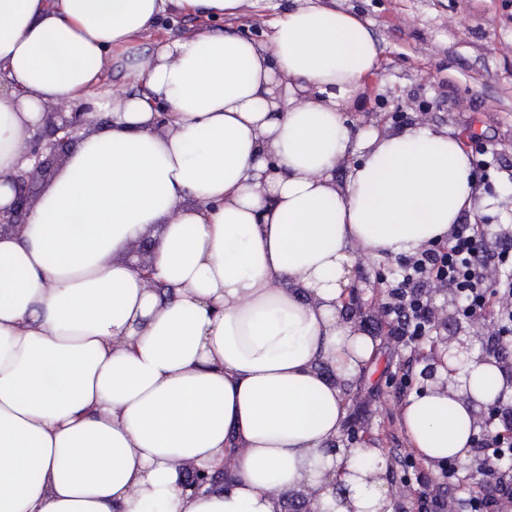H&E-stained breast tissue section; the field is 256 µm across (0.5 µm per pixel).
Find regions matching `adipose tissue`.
Instances as JSON below:
<instances>
[{
    "label": "adipose tissue",
    "instance_id": "1",
    "mask_svg": "<svg viewBox=\"0 0 512 512\" xmlns=\"http://www.w3.org/2000/svg\"><path fill=\"white\" fill-rule=\"evenodd\" d=\"M240 2L0 0V208L45 105L93 101L108 53L168 6ZM272 28L158 43L150 98L114 95L0 233V512H288L312 491L311 512H393L380 451L334 446L373 352L342 293L357 252L415 253L475 212L472 162L426 128L351 140L341 107L379 63L361 19L300 6ZM148 236L153 288L127 258ZM457 379L405 405L440 463L469 460L471 404L505 387L475 353Z\"/></svg>",
    "mask_w": 512,
    "mask_h": 512
}]
</instances>
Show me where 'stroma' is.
Listing matches in <instances>:
<instances>
[{
  "label": "stroma",
  "instance_id": "stroma-1",
  "mask_svg": "<svg viewBox=\"0 0 512 512\" xmlns=\"http://www.w3.org/2000/svg\"><path fill=\"white\" fill-rule=\"evenodd\" d=\"M303 0H243L237 24L223 16L207 18L213 32L240 35L242 26L257 27L269 41L274 18ZM308 5L351 13L367 23L379 50L377 69L360 85L376 114L389 116L385 129L427 127L458 138L472 158L479 192L478 223L496 234L512 225V0H304ZM197 28L176 7H168L131 47L113 52L103 85L116 93L141 91L139 63L158 41L176 39ZM354 277L362 294L359 327L370 331L375 308L372 292L379 281H394L400 258L359 255ZM343 396L355 427H344L337 440L346 448L374 447L382 440L383 409L392 399L389 386L395 353L386 336Z\"/></svg>",
  "mask_w": 512,
  "mask_h": 512
}]
</instances>
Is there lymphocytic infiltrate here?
<instances>
[{
  "label": "lymphocytic infiltrate",
  "instance_id": "1",
  "mask_svg": "<svg viewBox=\"0 0 512 512\" xmlns=\"http://www.w3.org/2000/svg\"><path fill=\"white\" fill-rule=\"evenodd\" d=\"M486 233L482 224L455 225L447 243L421 249L406 261L399 279L383 297L389 341L399 358L396 403L387 416L395 470L407 502L405 512H512L511 401H499L487 433L472 448V459L484 462L487 470L482 485L466 496L458 490V465L433 466L431 459L418 453L410 438L402 434L405 388L418 362V344L439 331L431 315V291L436 284L454 288L464 303L463 316L493 314L498 331L488 336L487 346L512 374V349L501 340L503 333L512 331V280H502L494 288L483 274L488 265L512 260V244L487 249L483 245Z\"/></svg>",
  "mask_w": 512,
  "mask_h": 512
}]
</instances>
